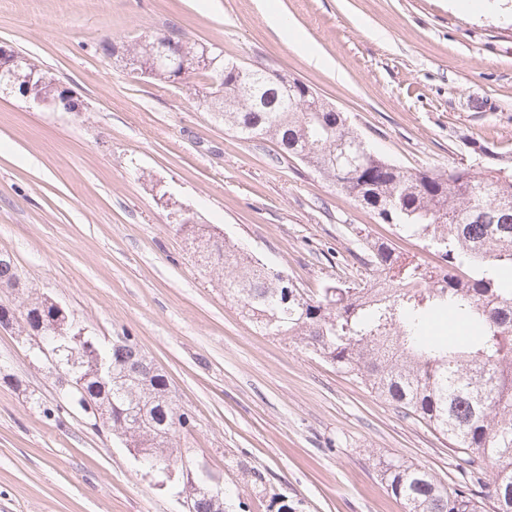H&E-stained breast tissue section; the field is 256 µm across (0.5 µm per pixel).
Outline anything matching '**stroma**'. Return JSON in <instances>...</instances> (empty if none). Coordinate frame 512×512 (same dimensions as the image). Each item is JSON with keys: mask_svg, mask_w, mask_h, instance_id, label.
Instances as JSON below:
<instances>
[{"mask_svg": "<svg viewBox=\"0 0 512 512\" xmlns=\"http://www.w3.org/2000/svg\"><path fill=\"white\" fill-rule=\"evenodd\" d=\"M172 29L306 82L404 169L512 168V0L480 16L448 0H0V43L79 105L0 93V252L24 283L0 304L45 296L100 340L136 337L194 418L170 472L149 471L0 331V512H188L187 469L226 512H405L390 461L463 481L447 439L242 318L171 224L162 191L308 291L372 280L377 239L437 260L273 142L226 130L197 78L162 84L100 49Z\"/></svg>", "mask_w": 512, "mask_h": 512, "instance_id": "35a3bbf8", "label": "stroma"}]
</instances>
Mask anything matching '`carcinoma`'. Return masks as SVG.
Wrapping results in <instances>:
<instances>
[{
  "label": "carcinoma",
  "mask_w": 512,
  "mask_h": 512,
  "mask_svg": "<svg viewBox=\"0 0 512 512\" xmlns=\"http://www.w3.org/2000/svg\"><path fill=\"white\" fill-rule=\"evenodd\" d=\"M155 40L139 39L124 51L142 59ZM177 48L189 63L214 51L184 38ZM219 63L224 80L214 89L222 95L225 127L246 141L275 142L280 154L306 163L381 221L425 240L438 257L429 267L375 242L368 247L373 281L332 283L308 294L201 224L191 238L224 275V294L257 327L296 338L465 456L467 482L449 489L422 466L386 464L387 489L406 512H478L474 487L489 474L494 512H512V170H405L372 152L343 113L303 111L305 82L284 88L280 74L251 68L250 98L236 84L238 64ZM0 285L22 287L15 264H0ZM439 313L465 322L470 336L455 344L425 339V326ZM0 318L26 324L29 346L39 350L45 310L1 306ZM71 347L85 356L73 382L98 362L129 378L140 373L142 349L131 336L106 344L87 335ZM168 386L167 376L157 373L147 387L114 381L110 390L112 430L131 431L141 444L136 454L161 472L177 462L172 438L193 422L163 400ZM68 395L85 411L102 401L94 379L70 387Z\"/></svg>",
  "instance_id": "carcinoma-1"
}]
</instances>
